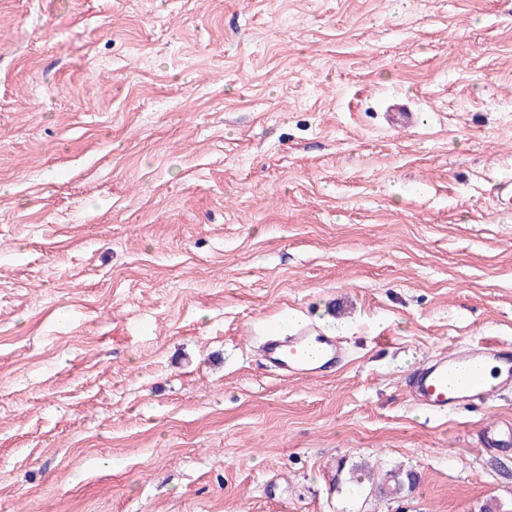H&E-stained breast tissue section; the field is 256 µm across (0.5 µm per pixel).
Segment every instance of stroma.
Returning a JSON list of instances; mask_svg holds the SVG:
<instances>
[{"label":"stroma","mask_w":512,"mask_h":512,"mask_svg":"<svg viewBox=\"0 0 512 512\" xmlns=\"http://www.w3.org/2000/svg\"><path fill=\"white\" fill-rule=\"evenodd\" d=\"M508 174L512 0H0V512L511 505L512 392L404 385L512 343ZM291 320L346 365L267 370ZM389 125L398 128H412L418 124V111L402 102H394L389 106ZM489 361L496 364L494 382L486 380L483 373V366ZM462 374L467 376L460 378ZM406 384L419 406L445 415L469 404L475 396L485 400L495 389L512 387V347L478 343L466 351L430 359L413 370ZM352 470L358 475L351 478L353 485L360 487L364 486L366 482L370 486L369 494H379L390 499L400 497L406 486L407 489H410L414 483L411 473H404L401 469L387 470L378 480H375L370 473H365L362 465H354Z\"/></svg>","instance_id":"stroma-1"}]
</instances>
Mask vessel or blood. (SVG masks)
<instances>
[{
  "label": "vessel or blood",
  "mask_w": 512,
  "mask_h": 512,
  "mask_svg": "<svg viewBox=\"0 0 512 512\" xmlns=\"http://www.w3.org/2000/svg\"><path fill=\"white\" fill-rule=\"evenodd\" d=\"M419 114L407 104L389 107V124L398 128L417 125ZM261 358L282 379L313 378L340 367L345 353L339 337L311 324L266 336ZM413 400L422 408L444 415L487 398L493 390L512 388V346L479 345L430 359L418 365L406 379Z\"/></svg>",
  "instance_id": "vessel-or-blood-1"
}]
</instances>
